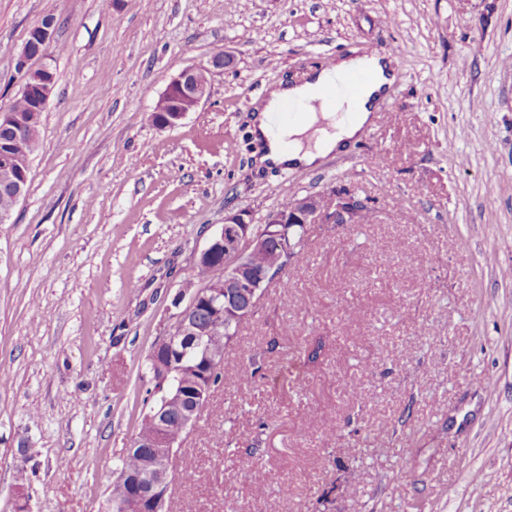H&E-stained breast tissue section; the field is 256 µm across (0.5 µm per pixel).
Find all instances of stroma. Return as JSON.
<instances>
[{"mask_svg":"<svg viewBox=\"0 0 512 512\" xmlns=\"http://www.w3.org/2000/svg\"><path fill=\"white\" fill-rule=\"evenodd\" d=\"M48 13L56 84L0 224V512H107L225 214L340 186L372 220L313 225L306 275L242 323L224 363L262 368L183 437L171 512H512V0H0V110ZM221 51L208 102L158 126L170 78ZM364 51L397 66L362 137L258 167L266 88Z\"/></svg>","mask_w":512,"mask_h":512,"instance_id":"35a3bbf8","label":"stroma"}]
</instances>
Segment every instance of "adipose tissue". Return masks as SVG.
Wrapping results in <instances>:
<instances>
[{
  "mask_svg": "<svg viewBox=\"0 0 512 512\" xmlns=\"http://www.w3.org/2000/svg\"><path fill=\"white\" fill-rule=\"evenodd\" d=\"M357 74L364 80L352 95L327 97L328 86ZM394 79L391 59L363 54L338 58L333 72L316 70L301 81L271 85L251 121L259 163L269 168H312L327 155L344 150L371 125ZM291 103L303 106L300 117L272 126V113Z\"/></svg>",
  "mask_w": 512,
  "mask_h": 512,
  "instance_id": "obj_1",
  "label": "adipose tissue"
}]
</instances>
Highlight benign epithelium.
<instances>
[{
    "mask_svg": "<svg viewBox=\"0 0 512 512\" xmlns=\"http://www.w3.org/2000/svg\"><path fill=\"white\" fill-rule=\"evenodd\" d=\"M57 28L54 14L45 15L31 29L16 59V68L24 74L20 92L33 101V111L48 107L55 85L50 64L39 67L40 76L33 78L30 63L43 60ZM232 58L219 52L207 63L184 68L171 78L153 110L159 114L162 127L177 125L188 113L195 111L210 96L211 77L229 66ZM207 71L200 81L197 73ZM0 125L15 133L18 142L25 133H34L32 122H24L14 114L0 113ZM13 185L15 201L25 195L27 180L13 175L6 167L0 173ZM371 201L347 189L331 188L323 193L293 198L288 209H274L266 214L261 225L253 224L246 209L224 215V223L210 237L196 259L198 265H212L220 272L214 285L196 289L189 303L182 305L187 289L173 300L181 307L172 330L161 337L150 355L151 372L160 383L156 399L144 417L154 431L139 442L146 449L136 474H127L129 492L114 505V512H166L169 493L176 473V461L183 436L195 425V413L185 407V395L174 385L180 363L190 360L204 373L224 364V349L210 346V338L225 325L243 320L256 307L266 288L294 265L298 251L304 250L308 232L314 224H358ZM209 311L207 318L201 313ZM181 424L172 433L169 422Z\"/></svg>",
    "mask_w": 512,
    "mask_h": 512,
    "instance_id": "7a95c632",
    "label": "benign epithelium"
}]
</instances>
